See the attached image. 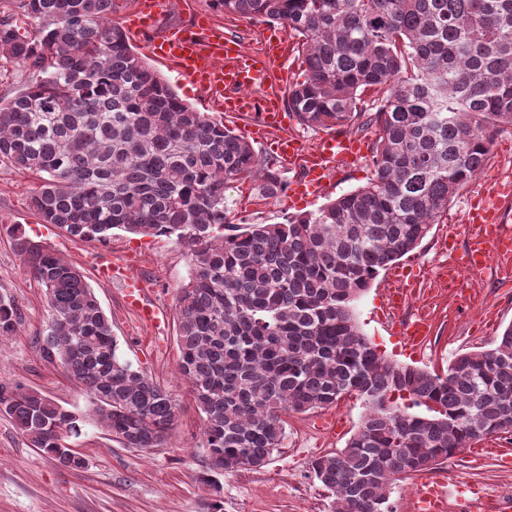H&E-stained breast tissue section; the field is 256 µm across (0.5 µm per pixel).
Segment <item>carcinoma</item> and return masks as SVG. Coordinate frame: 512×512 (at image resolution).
<instances>
[{"mask_svg":"<svg viewBox=\"0 0 512 512\" xmlns=\"http://www.w3.org/2000/svg\"><path fill=\"white\" fill-rule=\"evenodd\" d=\"M209 2L302 37L304 80L289 87L288 110L311 130H373L366 185L315 212L222 233L229 186L250 178L273 198L286 187L280 166L186 104L109 20L113 0H0V56L36 75L0 101V158L39 176L29 202L44 224L82 241L121 230L189 249L178 371L203 415L212 473L262 467L282 447V414L356 392L360 425L310 470L331 512H394L399 477L512 432V325L438 374L380 355L354 316L362 292L422 243L512 126V0ZM17 16L38 24L34 38L19 37ZM15 246L48 307L44 357L84 388L113 439L162 445L176 404L121 357L83 273L38 242ZM19 325L17 305L1 296L0 339ZM0 413L62 466L85 465L69 448L83 416L2 382Z\"/></svg>","mask_w":512,"mask_h":512,"instance_id":"carcinoma-1","label":"carcinoma"}]
</instances>
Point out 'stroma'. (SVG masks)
Instances as JSON below:
<instances>
[{"label": "stroma", "mask_w": 512, "mask_h": 512, "mask_svg": "<svg viewBox=\"0 0 512 512\" xmlns=\"http://www.w3.org/2000/svg\"><path fill=\"white\" fill-rule=\"evenodd\" d=\"M200 13L209 14L244 51L261 52L262 24L224 15L212 9L209 0H174L157 31L162 34L189 24ZM372 171L370 156H363L339 167L320 196L301 203L291 202L284 194L258 198L251 182H240L228 191L235 204L231 218L237 223L273 224L292 213L311 212L367 184ZM38 183L37 175L0 162V295L15 302L21 319L19 335L0 340V382L36 388L80 415L86 416L89 410L83 388L42 354L41 333L48 311L15 249L14 231L19 228L83 272L112 320L121 356L168 391L177 406V419L163 445L146 450L122 447L88 419L82 435L72 442L87 464L70 469L42 450L28 447L11 419L0 414V512H330L328 493L309 463L344 447L365 414L364 401L347 395L329 408L286 415L284 445L262 468L221 475L218 487H210L204 481L208 461L198 446L201 414L188 384L177 373L181 356L177 290L192 269L187 249L172 237H136L119 230L103 248L70 238L54 225L41 223L30 208L28 197ZM479 186L474 180L459 191L422 244L401 258V265L428 275L437 271L448 258L443 248L446 228L465 222L468 201ZM101 249L115 263H133L147 298L166 310V325L155 329L144 324L125 306L119 283L98 277L95 254ZM477 282L482 300L469 307L444 288L431 297L412 293L397 317L428 315L432 334L420 350L412 349L384 321V276H377L358 298L354 315L363 335L387 358L439 370L459 354L488 348L512 324V284H502L490 269ZM500 448H512V433L474 443L430 475L394 483L391 499L397 512H411L429 478L446 486L445 512H512V468L498 463Z\"/></svg>", "instance_id": "stroma-1"}]
</instances>
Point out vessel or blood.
Returning <instances> with one entry per match:
<instances>
[{
	"label": "vessel or blood",
	"instance_id": "obj_1",
	"mask_svg": "<svg viewBox=\"0 0 512 512\" xmlns=\"http://www.w3.org/2000/svg\"><path fill=\"white\" fill-rule=\"evenodd\" d=\"M172 4L173 0H138L127 18V31L140 36L151 32L171 11ZM149 47L154 57L173 62L180 77L225 112L252 114L255 121L251 136L270 155L285 162L304 158L305 173L292 185L291 195L318 196L340 163L359 159L366 152L361 140L342 132L323 134L310 149L297 137L280 135L289 117L282 95L267 90L272 65L287 59L278 28L266 30L264 50L259 56L242 52L237 40L202 17L194 18L190 25L169 29ZM511 193V181L506 183L495 176L485 180L469 203L465 223L449 225V239H464L461 256L448 267L450 278L459 282L491 267L502 283L512 282V230L504 228L497 206L500 196ZM97 273L107 281L120 279L125 304L143 321L156 323L166 318L165 309L147 300L140 279L122 276L108 262L101 263ZM391 279L394 286L387 293L386 307L395 312L404 305L411 282L401 269L392 270ZM398 333L410 346L419 347L430 336L431 326L419 316L400 324Z\"/></svg>",
	"mask_w": 512,
	"mask_h": 512
}]
</instances>
